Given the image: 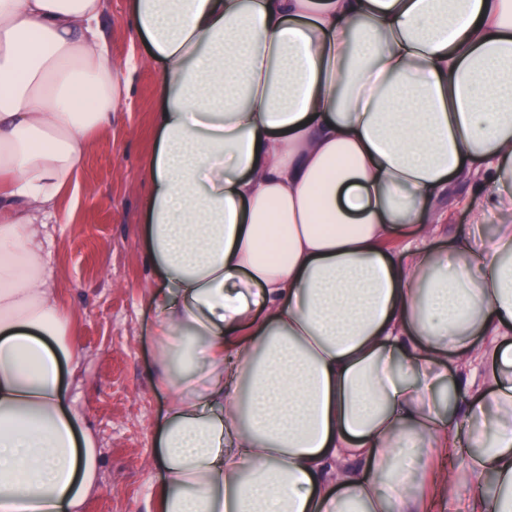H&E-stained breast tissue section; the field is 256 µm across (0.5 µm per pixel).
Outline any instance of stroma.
<instances>
[{
  "label": "stroma",
  "instance_id": "35a3bbf8",
  "mask_svg": "<svg viewBox=\"0 0 512 512\" xmlns=\"http://www.w3.org/2000/svg\"><path fill=\"white\" fill-rule=\"evenodd\" d=\"M101 32L117 62L136 57L129 96L111 127L93 132L78 202L62 194L45 232L49 260L81 369L72 376L73 408L101 452L100 489L85 512H155V419L168 395L157 384L149 295L161 279L142 246L153 151V112L162 74L128 20L127 0H108Z\"/></svg>",
  "mask_w": 512,
  "mask_h": 512
}]
</instances>
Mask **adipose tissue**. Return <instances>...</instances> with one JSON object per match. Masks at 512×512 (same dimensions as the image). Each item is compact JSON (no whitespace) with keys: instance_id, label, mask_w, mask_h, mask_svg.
I'll return each instance as SVG.
<instances>
[{"instance_id":"obj_1","label":"adipose tissue","mask_w":512,"mask_h":512,"mask_svg":"<svg viewBox=\"0 0 512 512\" xmlns=\"http://www.w3.org/2000/svg\"><path fill=\"white\" fill-rule=\"evenodd\" d=\"M104 0H0V512H84L100 452L44 227L127 97ZM163 69L159 512H423L470 383L471 512H512V0H129ZM480 191L450 250L458 185ZM399 241V251L388 244ZM481 346H472L473 338ZM466 225H468V217L464 207L458 206L452 208L448 223L440 225L442 230L439 237L436 239V245L440 248H448V239L453 237Z\"/></svg>"}]
</instances>
